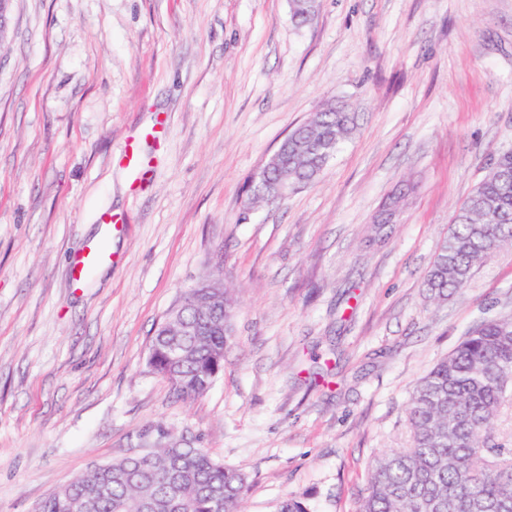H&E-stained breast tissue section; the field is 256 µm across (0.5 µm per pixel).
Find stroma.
Here are the masks:
<instances>
[{"mask_svg":"<svg viewBox=\"0 0 512 512\" xmlns=\"http://www.w3.org/2000/svg\"><path fill=\"white\" fill-rule=\"evenodd\" d=\"M319 4L298 27L289 0H12L0 512L163 437L243 473L244 512H355L374 458L410 444L420 379L482 318L512 316V244L446 299L424 286L457 208L512 150V0ZM329 103L353 134L311 183L249 205ZM100 241L112 262L72 287L73 254ZM208 278L232 294V333L211 388L182 397L148 348Z\"/></svg>","mask_w":512,"mask_h":512,"instance_id":"obj_1","label":"stroma"}]
</instances>
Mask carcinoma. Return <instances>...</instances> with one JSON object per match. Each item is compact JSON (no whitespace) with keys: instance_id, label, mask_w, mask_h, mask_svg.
I'll return each mask as SVG.
<instances>
[{"instance_id":"1","label":"carcinoma","mask_w":512,"mask_h":512,"mask_svg":"<svg viewBox=\"0 0 512 512\" xmlns=\"http://www.w3.org/2000/svg\"><path fill=\"white\" fill-rule=\"evenodd\" d=\"M316 0H298L291 21L310 22ZM355 115L332 104L288 134L276 160L253 182L283 176L305 185L323 170L337 146L355 129ZM318 145L299 159L294 144ZM512 242V151L498 156L489 173L459 208L448 237L425 277L443 299L463 288L477 263ZM182 319L198 325L181 336L185 355L169 360L158 327L147 363L172 382L181 397L199 396L210 373L224 367V344L234 307L227 289L194 288L180 305ZM512 405V317L489 318L471 328L448 356L415 387L409 404L411 447L393 449L371 467L357 512H512V442L496 423ZM148 462L130 454L53 490L37 512H242L245 478L203 448L165 440L149 449Z\"/></svg>"}]
</instances>
